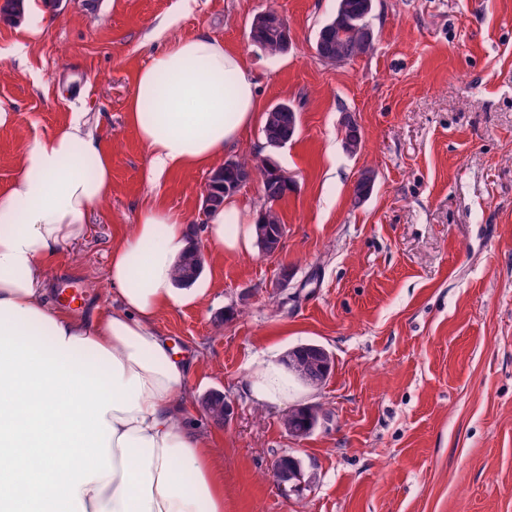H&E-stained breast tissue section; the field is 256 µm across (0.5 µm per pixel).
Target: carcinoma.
Wrapping results in <instances>:
<instances>
[{"mask_svg": "<svg viewBox=\"0 0 512 512\" xmlns=\"http://www.w3.org/2000/svg\"><path fill=\"white\" fill-rule=\"evenodd\" d=\"M27 0H3L0 4V22L17 24L24 18ZM374 11V0H336V11L331 19L326 21L319 32H329L330 37L323 43L315 39L314 49L317 55H327L336 62H346L363 55L373 48L374 31L371 17ZM265 20L260 25L250 26L253 31L251 39L258 43L268 53H281L275 26L279 13L274 9L263 12ZM299 114L288 103H279L265 113L262 133L266 144L272 148L277 142L295 137L298 131ZM363 134L359 124L350 126L343 134L342 144L346 152L355 154L362 146ZM247 172L258 176L263 195L278 201L292 191L293 183L276 165L270 162L252 163L248 161L228 160L223 166L211 173L209 185L210 199L214 206L221 207L224 200L233 195L231 189ZM262 218L256 224V238H261V232L268 228L274 232L282 227L277 211L268 206L261 211ZM203 265L199 260V250L192 248L185 252L175 267V282L180 288L193 285L200 277ZM293 362L301 366L312 382H324L329 375L331 363L317 356V349L312 343L294 347ZM313 420L312 409L308 407L292 408L288 417V427L301 436L309 434Z\"/></svg>", "mask_w": 512, "mask_h": 512, "instance_id": "1", "label": "carcinoma"}]
</instances>
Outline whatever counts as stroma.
Masks as SVG:
<instances>
[{"label":"stroma","mask_w":512,"mask_h":512,"mask_svg":"<svg viewBox=\"0 0 512 512\" xmlns=\"http://www.w3.org/2000/svg\"><path fill=\"white\" fill-rule=\"evenodd\" d=\"M335 4L31 0L24 24H0V108L16 117L0 126V192L31 138L76 112L95 123L112 191L49 269L52 305L67 280L83 289L84 309L110 304L112 242L146 198L193 225L206 248L200 295L157 327L187 356V415L215 437L224 512H512V0H376L372 50L331 64L313 46ZM268 9L291 29L286 54L249 37ZM44 10L53 23L25 42ZM163 21L171 35L206 32L241 53L261 109L285 101L299 113L285 146H267L257 122L224 153L271 160L294 182L275 205L285 226L275 255L208 248L209 171L146 179L147 149L125 107L137 70L165 46L150 37ZM345 112L363 134L353 155ZM368 169L375 186L358 204L353 187ZM307 342L333 356L326 382L289 380L280 406L247 394L262 368ZM211 390L234 407L221 426L201 407ZM306 404L319 423L297 440L283 416ZM285 454L301 464L294 491L272 473Z\"/></svg>","instance_id":"1"}]
</instances>
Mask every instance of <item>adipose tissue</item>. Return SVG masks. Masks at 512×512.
<instances>
[{
    "label": "adipose tissue",
    "instance_id": "ef3b65f1",
    "mask_svg": "<svg viewBox=\"0 0 512 512\" xmlns=\"http://www.w3.org/2000/svg\"><path fill=\"white\" fill-rule=\"evenodd\" d=\"M245 58L206 33L171 40L126 104L147 179L212 168L258 118ZM112 190V161L82 115L34 137L0 193V512H224V464L190 424L188 363L155 327L194 302L174 269L186 219L144 202L112 248L114 302L80 317L47 303L45 270ZM258 215L236 198L208 218L217 250H248Z\"/></svg>",
    "mask_w": 512,
    "mask_h": 512
}]
</instances>
